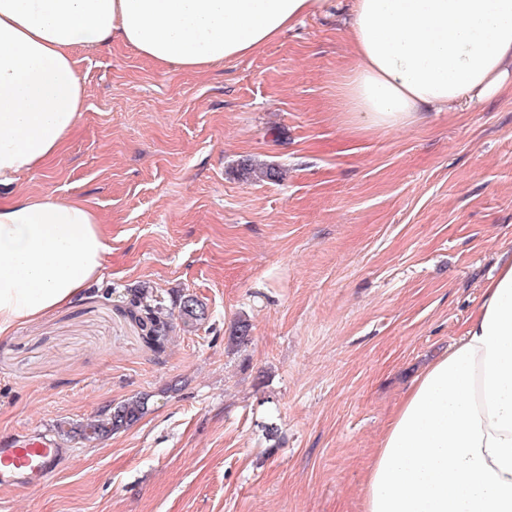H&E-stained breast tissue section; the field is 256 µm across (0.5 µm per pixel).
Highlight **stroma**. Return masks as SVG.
<instances>
[{"mask_svg":"<svg viewBox=\"0 0 512 512\" xmlns=\"http://www.w3.org/2000/svg\"><path fill=\"white\" fill-rule=\"evenodd\" d=\"M349 3L201 71L117 40L76 50L77 130L0 195L86 200L101 277L0 337V437L133 396L148 410L63 441L57 473L0 512H361L413 379L512 249V96L350 131ZM246 157L275 177H243ZM143 286L204 320L153 351L124 311ZM174 308H178L177 319L183 331L191 332L204 319L205 311L203 305L190 295H179L173 301Z\"/></svg>","mask_w":512,"mask_h":512,"instance_id":"1","label":"stroma"}]
</instances>
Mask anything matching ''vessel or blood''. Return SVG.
<instances>
[{"mask_svg": "<svg viewBox=\"0 0 512 512\" xmlns=\"http://www.w3.org/2000/svg\"><path fill=\"white\" fill-rule=\"evenodd\" d=\"M61 454L41 435L0 441V489L26 492L42 484L55 474Z\"/></svg>", "mask_w": 512, "mask_h": 512, "instance_id": "1", "label": "vessel or blood"}]
</instances>
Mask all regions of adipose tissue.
<instances>
[{"label":"adipose tissue","mask_w":512,"mask_h":512,"mask_svg":"<svg viewBox=\"0 0 512 512\" xmlns=\"http://www.w3.org/2000/svg\"><path fill=\"white\" fill-rule=\"evenodd\" d=\"M327 0H0V186L44 166L80 123L73 52L119 39L200 70L274 42ZM349 128L512 90V0H352ZM105 236L78 198L0 199V335L80 300ZM363 512H512V250L460 338L416 378L377 448Z\"/></svg>","instance_id":"ef3b65f1"}]
</instances>
